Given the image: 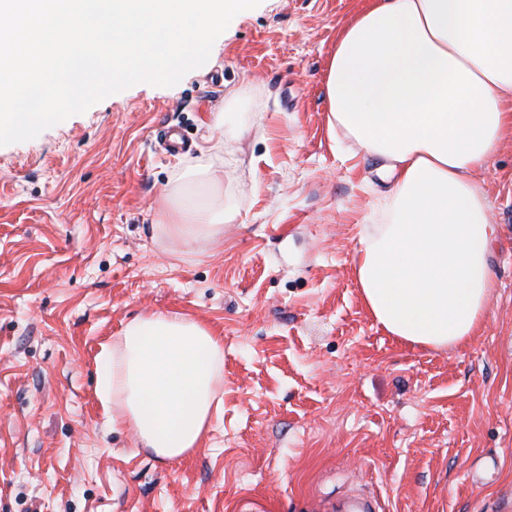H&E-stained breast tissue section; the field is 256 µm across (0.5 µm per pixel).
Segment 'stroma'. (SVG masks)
Masks as SVG:
<instances>
[{
  "instance_id": "1",
  "label": "stroma",
  "mask_w": 512,
  "mask_h": 512,
  "mask_svg": "<svg viewBox=\"0 0 512 512\" xmlns=\"http://www.w3.org/2000/svg\"><path fill=\"white\" fill-rule=\"evenodd\" d=\"M365 5L262 0L175 85L0 146V512H317L350 492L378 512H512V127L472 174L499 226L479 335L390 336L354 270L388 185L330 132L325 98ZM165 127L190 150L164 153ZM212 159L224 241L171 251L155 202ZM154 311L224 339L221 410L175 460L112 430L96 395L100 344Z\"/></svg>"
}]
</instances>
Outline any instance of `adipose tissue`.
I'll list each match as a JSON object with an SVG mask.
<instances>
[{"label": "adipose tissue", "mask_w": 512, "mask_h": 512, "mask_svg": "<svg viewBox=\"0 0 512 512\" xmlns=\"http://www.w3.org/2000/svg\"><path fill=\"white\" fill-rule=\"evenodd\" d=\"M328 125L381 160L388 220L366 225L355 262L376 324L454 348L478 334L497 287L498 227L470 178L512 126V0H370L339 30L325 82ZM160 231L224 237V167L178 177ZM97 396L113 429L175 459L199 448L224 374V340L190 316L152 312L100 345Z\"/></svg>", "instance_id": "1"}]
</instances>
